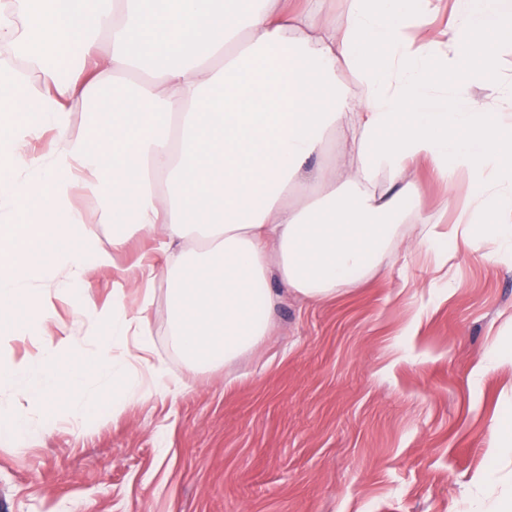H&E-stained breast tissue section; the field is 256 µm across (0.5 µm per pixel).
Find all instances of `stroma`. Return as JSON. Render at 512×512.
<instances>
[{"label":"stroma","instance_id":"1","mask_svg":"<svg viewBox=\"0 0 512 512\" xmlns=\"http://www.w3.org/2000/svg\"><path fill=\"white\" fill-rule=\"evenodd\" d=\"M410 175L421 205L452 223L462 195L423 164ZM479 237L456 253L452 283L432 256L399 246L377 273L335 298L283 292L266 342L197 376L177 398L154 394L104 407L19 448L0 435V512H474L512 493V457L495 459L492 419L512 392V368L479 372L512 317V262ZM151 254L132 236L108 269L91 270L96 306L125 286L146 310L170 374L185 370L167 336L163 287L143 307L129 269ZM50 336L86 342L92 319L53 297ZM494 480L482 497L471 481Z\"/></svg>","mask_w":512,"mask_h":512}]
</instances>
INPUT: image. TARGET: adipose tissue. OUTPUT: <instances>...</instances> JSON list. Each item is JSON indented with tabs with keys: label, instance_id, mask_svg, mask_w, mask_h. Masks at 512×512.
Returning a JSON list of instances; mask_svg holds the SVG:
<instances>
[{
	"label": "adipose tissue",
	"instance_id": "1",
	"mask_svg": "<svg viewBox=\"0 0 512 512\" xmlns=\"http://www.w3.org/2000/svg\"><path fill=\"white\" fill-rule=\"evenodd\" d=\"M307 2L0 0V44L38 65L25 90L0 57V350L46 328L55 292L97 328L88 348L61 336L0 360V428L14 445L185 389L151 364L146 316L83 296L87 257L110 266L130 234L155 237L170 344L194 374L265 340L280 301L270 279L334 298L381 265L406 214L437 269L447 240L482 236L512 259V82L496 64L512 47V0H455L442 40L427 28L432 0H348L340 25ZM57 48L78 61L69 78ZM166 53L180 63L159 81L114 93L119 76ZM344 69L354 85L339 81ZM472 84L502 111L457 95ZM75 112L89 113L90 133H72ZM47 131L52 148L30 152ZM419 160L446 185L465 177L454 224L420 205L408 179ZM77 186L112 226L111 249L73 205Z\"/></svg>",
	"mask_w": 512,
	"mask_h": 512
}]
</instances>
